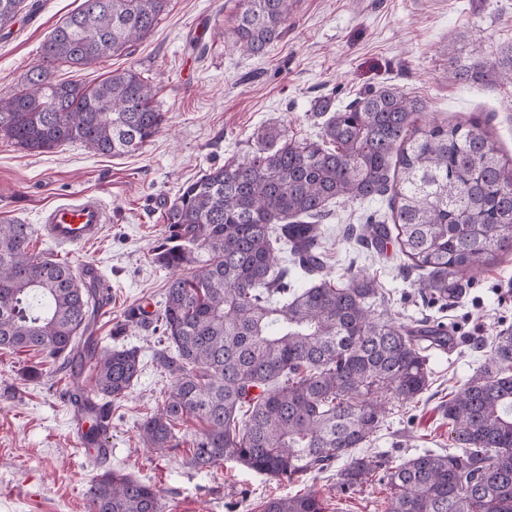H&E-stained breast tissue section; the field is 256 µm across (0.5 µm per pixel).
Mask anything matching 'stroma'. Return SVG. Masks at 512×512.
Returning a JSON list of instances; mask_svg holds the SVG:
<instances>
[{
    "instance_id": "35a3bbf8",
    "label": "stroma",
    "mask_w": 512,
    "mask_h": 512,
    "mask_svg": "<svg viewBox=\"0 0 512 512\" xmlns=\"http://www.w3.org/2000/svg\"><path fill=\"white\" fill-rule=\"evenodd\" d=\"M82 0H34L0 30V98L23 84L52 29ZM235 0H168L154 31L130 53L84 68L62 69L56 79L99 83L130 68L157 87L155 103L165 130L138 153L94 154L81 142L33 153L0 137V224L31 225L34 253L69 258L74 267L96 263L112 301L95 322L101 346H135L142 372L126 396L112 404L105 464L92 461L71 430L72 409L62 393L69 378L44 355L0 349V512H87L85 493L101 466L130 472L163 491L165 512H260L271 498L307 486L336 503V473L300 485L270 480L234 462L198 469L188 447L161 453L138 445L139 427L162 403L171 379L153 359L158 336L123 325L133 305L159 312L168 274L153 261L165 232L166 201L209 166L242 156L258 126L284 122L290 137L314 140L317 100L336 106L360 93L395 86L420 99L427 118L479 120L512 157V84L493 88L448 78L445 46L459 57L475 45L489 54L512 46V0H298L284 36L264 55L232 45ZM98 198L110 214L98 238L65 255L38 232L41 213L73 195ZM387 213V201L333 205L322 236L333 276L363 270L375 275L402 320L433 318L452 325L455 346L435 350L429 390L418 402L395 408L369 452L401 462L431 449H447L442 405L482 361L478 343L512 326V255L480 273L465 295L438 309L428 306L416 274L403 273L396 248L366 251L344 240L342 226L370 212ZM40 367V379L26 372Z\"/></svg>"
}]
</instances>
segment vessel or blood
Instances as JSON below:
<instances>
[{
  "instance_id": "1",
  "label": "vessel or blood",
  "mask_w": 512,
  "mask_h": 512,
  "mask_svg": "<svg viewBox=\"0 0 512 512\" xmlns=\"http://www.w3.org/2000/svg\"><path fill=\"white\" fill-rule=\"evenodd\" d=\"M106 221V208L97 199L86 197L49 207L41 218L40 231L58 246L82 247L98 237Z\"/></svg>"
}]
</instances>
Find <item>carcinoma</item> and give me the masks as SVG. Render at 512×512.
<instances>
[{
    "label": "carcinoma",
    "instance_id": "carcinoma-1",
    "mask_svg": "<svg viewBox=\"0 0 512 512\" xmlns=\"http://www.w3.org/2000/svg\"><path fill=\"white\" fill-rule=\"evenodd\" d=\"M167 0H82L51 32L23 88L0 98V135L49 152L81 141L96 154L136 152L163 128L154 87L133 69L92 89L57 81L59 65L79 68L130 50L158 24ZM296 0H237L233 46L261 56L278 41ZM27 0H0V29ZM454 81L484 88L512 84V47L490 59L474 49L464 62L448 44ZM424 104L380 87L350 105L320 100L316 140H296L281 123L252 133L241 157L213 165L166 205L165 236L154 262L168 270L164 307H141L126 327L161 331L155 351L172 379L139 440L161 452L183 445L184 419L203 423L190 440L191 463L226 460L274 480L304 482L341 463L339 499L375 482L388 488L383 512H512V328L442 406L453 442L395 464L358 454L395 407L431 385L429 351L450 344L429 320L394 317L376 277L335 278L317 221L336 200L387 198L391 223L369 221L349 234L382 251L397 246L406 268L425 274L431 302H448L475 275L512 252V159L479 122L438 124ZM28 224L0 225V349L41 352L81 376L109 425L112 402L142 371L135 347H99L92 317L111 302L67 261L30 249ZM307 287L291 289L295 270ZM89 512H162L155 486L106 469L86 492ZM262 512H327L312 489L274 498Z\"/></svg>",
    "mask_w": 512,
    "mask_h": 512
}]
</instances>
